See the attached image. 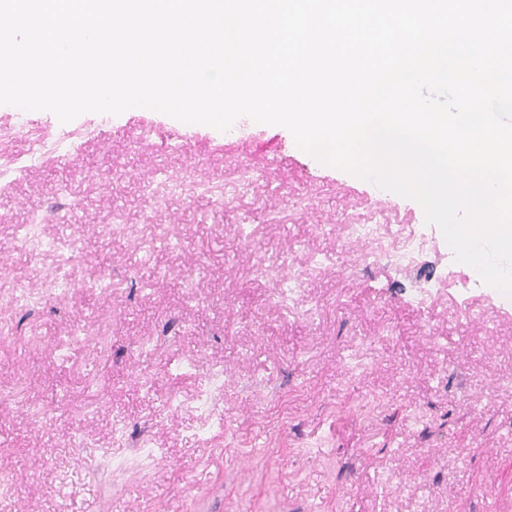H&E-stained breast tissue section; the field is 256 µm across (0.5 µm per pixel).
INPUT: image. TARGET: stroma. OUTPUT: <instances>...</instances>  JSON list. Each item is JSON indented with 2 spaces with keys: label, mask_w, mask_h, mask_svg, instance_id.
Here are the masks:
<instances>
[{
  "label": "stroma",
  "mask_w": 512,
  "mask_h": 512,
  "mask_svg": "<svg viewBox=\"0 0 512 512\" xmlns=\"http://www.w3.org/2000/svg\"><path fill=\"white\" fill-rule=\"evenodd\" d=\"M19 124L53 149L0 139V388L26 389L0 404L9 512H512V299L417 202L243 117L229 136L0 105ZM241 140L272 165L239 192ZM352 224L405 225L419 264L364 270L400 235Z\"/></svg>",
  "instance_id": "obj_1"
}]
</instances>
